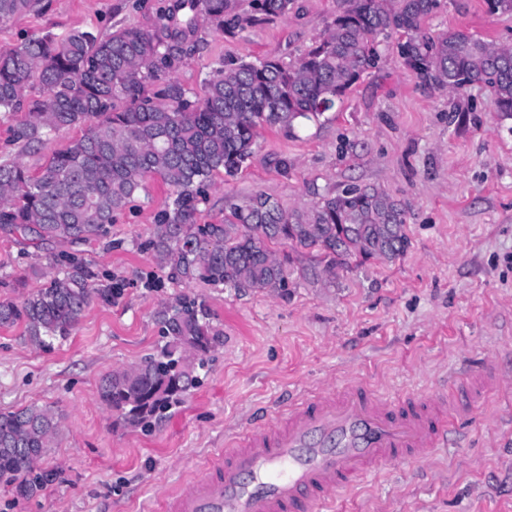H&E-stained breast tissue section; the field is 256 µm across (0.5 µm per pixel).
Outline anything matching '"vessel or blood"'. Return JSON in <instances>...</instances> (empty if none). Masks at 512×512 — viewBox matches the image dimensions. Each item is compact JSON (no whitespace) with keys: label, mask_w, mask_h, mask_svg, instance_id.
<instances>
[{"label":"vessel or blood","mask_w":512,"mask_h":512,"mask_svg":"<svg viewBox=\"0 0 512 512\" xmlns=\"http://www.w3.org/2000/svg\"><path fill=\"white\" fill-rule=\"evenodd\" d=\"M504 381L490 359L461 372L450 397L386 400L353 382L289 402L168 495L164 512H323L373 472L447 447L452 422Z\"/></svg>","instance_id":"1"}]
</instances>
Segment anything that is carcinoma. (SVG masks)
I'll return each instance as SVG.
<instances>
[{
  "label": "carcinoma",
  "instance_id": "carcinoma-1",
  "mask_svg": "<svg viewBox=\"0 0 512 512\" xmlns=\"http://www.w3.org/2000/svg\"><path fill=\"white\" fill-rule=\"evenodd\" d=\"M39 0H0V18L35 11ZM171 0L151 28L51 31L0 51V112H23L15 137L40 142L66 127L87 130L35 175L0 163V231L44 243L80 244L108 232L114 214L157 176L170 191L149 247L186 281L280 294L288 288V256L276 241L314 248L323 271L335 273L356 251L390 259L406 245V205L374 186H352L309 208L287 210L259 193L230 204L218 224L194 223L214 174L237 176L252 157L257 130L286 131L332 110L376 61L380 38L402 36V55L446 91L486 85L499 112L512 115V47L460 32L432 36L423 28L434 0H343L326 37L295 64L241 60L215 69L202 97L172 76L199 42V15L211 25L244 30L262 16H285L293 0ZM40 94L30 93L33 85ZM55 275L23 302L0 301V328L23 325L28 341L50 348L66 340L95 300L112 287L77 255L52 260ZM164 344L136 367L104 378L99 397L114 425L148 432L178 407L208 367L222 332L210 311L178 299L159 313ZM62 417L48 406L0 413V481L29 499L48 472L35 473Z\"/></svg>",
  "mask_w": 512,
  "mask_h": 512
}]
</instances>
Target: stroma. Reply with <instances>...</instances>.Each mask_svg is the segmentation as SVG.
I'll return each instance as SVG.
<instances>
[{
	"mask_svg": "<svg viewBox=\"0 0 512 512\" xmlns=\"http://www.w3.org/2000/svg\"><path fill=\"white\" fill-rule=\"evenodd\" d=\"M164 2L40 0L35 12L0 19V49L48 30L146 29ZM339 3L293 0L288 15L235 33L201 21L199 48L173 75L199 94L209 73L233 60L296 62L327 34ZM425 27L512 46V15L490 12L487 0H438ZM377 52L375 67L319 121L289 134L261 129L247 168L230 180L214 176L196 221H221L227 202L259 192L294 209L351 185L376 186L407 205L408 245L393 259L355 254L329 277L314 252L279 245L276 254L289 258L284 295L173 280L146 247L167 197L156 177L88 244L38 246L0 233V301H23L53 276L51 258L72 252L116 291L49 350L33 346L22 326L0 328V412L38 404L63 415L40 462L55 480L28 500L0 484V512H161L230 437L289 399L352 380L391 399L447 394L463 368L489 356L512 374V116L495 111L484 84L449 92L426 82L397 38ZM19 121L0 113V162L33 173L83 133L64 128L28 144L12 138ZM182 296L203 301L224 332L207 374L151 433L113 427L102 378L155 352L157 312ZM329 512H512V388L456 422L451 444L427 465L372 474Z\"/></svg>",
	"mask_w": 512,
	"mask_h": 512,
	"instance_id": "1",
	"label": "stroma"
}]
</instances>
